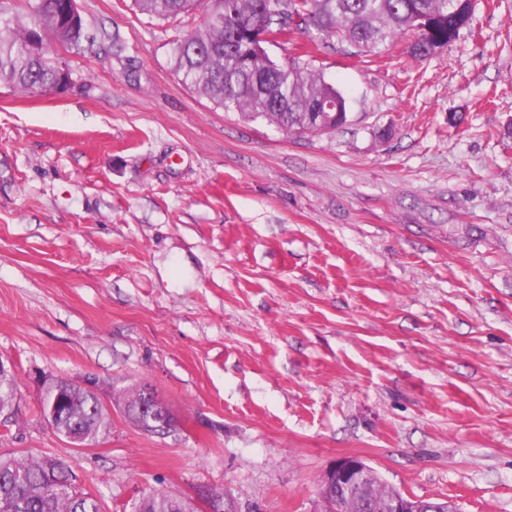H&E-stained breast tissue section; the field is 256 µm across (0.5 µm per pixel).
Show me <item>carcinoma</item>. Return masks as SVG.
<instances>
[{"label": "carcinoma", "mask_w": 512, "mask_h": 512, "mask_svg": "<svg viewBox=\"0 0 512 512\" xmlns=\"http://www.w3.org/2000/svg\"><path fill=\"white\" fill-rule=\"evenodd\" d=\"M138 11L157 20H169L198 7L216 16L203 28L175 42L174 67L183 83L226 112L262 118L290 134H305L315 121L311 109L322 103L336 112V126L347 122V101L317 73L311 60L293 59L280 67L267 53L253 48V25L297 16L301 22L288 34L305 33L313 46L337 38L364 52L379 53L400 35L412 31L417 39L411 53L425 58L453 41L472 23V0H134ZM34 0L27 23L17 21L10 0H0V81L23 92L51 88L60 80V67L39 42L56 40L79 51L85 26L66 27L57 6ZM63 399L43 397L41 412L57 413L61 432L73 444L99 442L110 424V414L95 392L58 379ZM15 399L14 375L0 374V413H9ZM124 412L143 431L164 436L175 429L174 418L155 392L135 386L123 393ZM76 477L62 459L0 458V512H101L97 497L77 491ZM384 481L367 474L366 496L382 497ZM132 512H196L193 503L165 490L141 495Z\"/></svg>", "instance_id": "cac0c4a2"}]
</instances>
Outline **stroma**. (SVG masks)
Segmentation results:
<instances>
[{
    "mask_svg": "<svg viewBox=\"0 0 512 512\" xmlns=\"http://www.w3.org/2000/svg\"><path fill=\"white\" fill-rule=\"evenodd\" d=\"M62 92L0 82V455L66 461L102 512L210 489L241 512H315L356 456L463 512H512V0L425 58L324 45L348 121L289 135L172 68L202 28L78 0ZM96 380L93 448L40 410L43 377ZM150 385L175 429L122 394ZM124 412L128 419L136 424L143 431L164 436L175 429L174 418L163 402L157 397L155 392L147 386H135L123 393ZM152 401L154 414L151 419L139 418L134 415L137 409Z\"/></svg>",
    "mask_w": 512,
    "mask_h": 512,
    "instance_id": "obj_1",
    "label": "stroma"
}]
</instances>
